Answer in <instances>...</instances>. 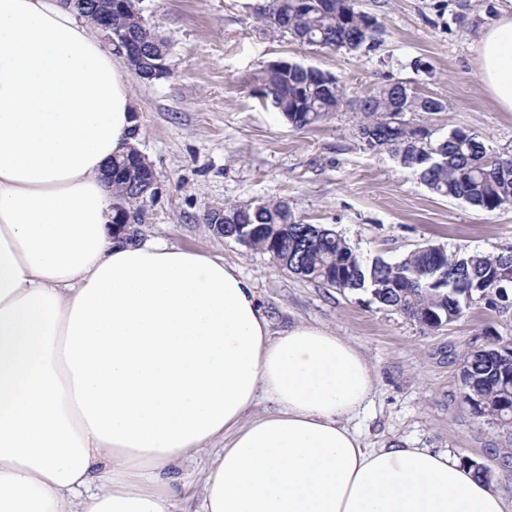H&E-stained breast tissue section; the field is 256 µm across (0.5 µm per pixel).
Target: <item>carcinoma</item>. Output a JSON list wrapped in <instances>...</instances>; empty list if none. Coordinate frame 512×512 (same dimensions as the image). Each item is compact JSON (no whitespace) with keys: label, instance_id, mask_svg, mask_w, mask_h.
<instances>
[{"label":"carcinoma","instance_id":"1","mask_svg":"<svg viewBox=\"0 0 512 512\" xmlns=\"http://www.w3.org/2000/svg\"><path fill=\"white\" fill-rule=\"evenodd\" d=\"M93 24L100 15L111 18L112 52L120 56L124 39L140 44L147 54L168 53L167 43L145 22L138 0H66ZM258 18L293 41L325 50L357 51L373 37L375 19L356 9L355 0H266ZM265 95L277 112L296 129L325 120L339 110L346 87L322 70L288 60L267 64L260 76ZM446 104L423 96L409 82L389 80L360 101L358 137L365 146L389 153L402 167L416 171L434 194L493 211L512 205V156L487 146L479 136L453 128L444 136L410 118L416 112H443ZM153 166L146 159L112 158L114 215L135 224L145 221L153 205L129 185V179L146 181ZM205 222L221 238L234 241L270 257L284 270L306 280L343 291H366L385 308L399 311L428 328L434 322L458 320L470 303L488 305L512 301V251L484 254L447 251L424 244L398 262L366 260L336 230L321 224H304L286 201H265L246 207L242 215L233 206L224 213L212 211ZM255 231L242 237L238 224ZM463 391L478 393L488 410L504 427H512V371L493 355L470 351Z\"/></svg>","mask_w":512,"mask_h":512}]
</instances>
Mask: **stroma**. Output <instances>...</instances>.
I'll return each instance as SVG.
<instances>
[{"instance_id": "35a3bbf8", "label": "stroma", "mask_w": 512, "mask_h": 512, "mask_svg": "<svg viewBox=\"0 0 512 512\" xmlns=\"http://www.w3.org/2000/svg\"><path fill=\"white\" fill-rule=\"evenodd\" d=\"M263 0H139L163 37L167 77L129 83L140 128L138 147L161 194L141 226L142 241L201 252L248 277L279 331L325 328L373 367L370 403L349 425L372 448L401 445L451 451L486 465L512 500V428L463 402L460 367L487 333L512 341V307L476 303L459 320L428 329L381 307L364 291L343 292L280 269L265 253L215 236L204 216L225 205L287 201L306 224L346 236L364 259L396 262L424 243L486 254L512 250V206L487 211L433 194L417 173L357 135L358 102L385 77L442 99L431 116L441 132L463 128L512 155V112L488 99L474 66L476 33L512 0H358L375 18L372 48L326 51L303 46L258 22ZM288 59L330 72L348 97L325 121L297 130L263 100L258 77ZM200 451L165 472L179 512H193Z\"/></svg>"}]
</instances>
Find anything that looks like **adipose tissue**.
I'll return each instance as SVG.
<instances>
[{"mask_svg":"<svg viewBox=\"0 0 512 512\" xmlns=\"http://www.w3.org/2000/svg\"><path fill=\"white\" fill-rule=\"evenodd\" d=\"M474 50L512 112V13ZM135 124L92 25L0 0V512H170L163 469L214 442L196 512H512L450 452L363 446L344 419L375 374L344 339L272 331L235 267L116 237L102 173Z\"/></svg>","mask_w":512,"mask_h":512,"instance_id":"1","label":"adipose tissue"}]
</instances>
